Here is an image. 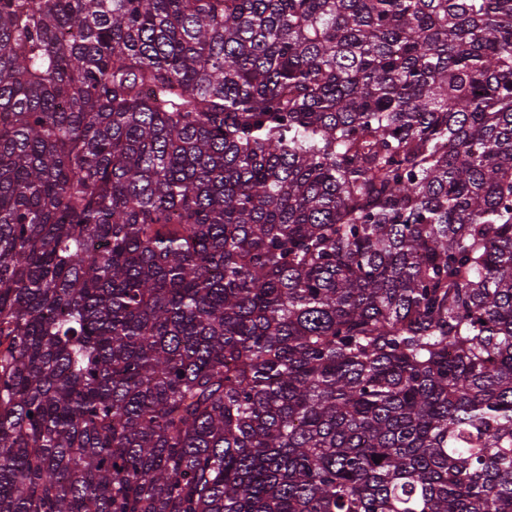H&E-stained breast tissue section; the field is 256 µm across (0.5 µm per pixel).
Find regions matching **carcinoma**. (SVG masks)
Listing matches in <instances>:
<instances>
[{
	"label": "carcinoma",
	"instance_id": "cac0c4a2",
	"mask_svg": "<svg viewBox=\"0 0 512 512\" xmlns=\"http://www.w3.org/2000/svg\"><path fill=\"white\" fill-rule=\"evenodd\" d=\"M0 512H512V0H0Z\"/></svg>",
	"mask_w": 512,
	"mask_h": 512
}]
</instances>
